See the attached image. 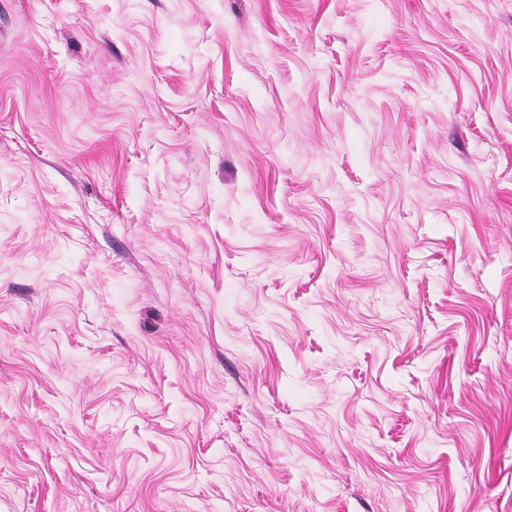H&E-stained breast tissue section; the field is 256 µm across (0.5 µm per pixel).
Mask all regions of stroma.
Segmentation results:
<instances>
[{
    "mask_svg": "<svg viewBox=\"0 0 512 512\" xmlns=\"http://www.w3.org/2000/svg\"><path fill=\"white\" fill-rule=\"evenodd\" d=\"M0 512H512V0H0Z\"/></svg>",
    "mask_w": 512,
    "mask_h": 512,
    "instance_id": "obj_1",
    "label": "stroma"
}]
</instances>
